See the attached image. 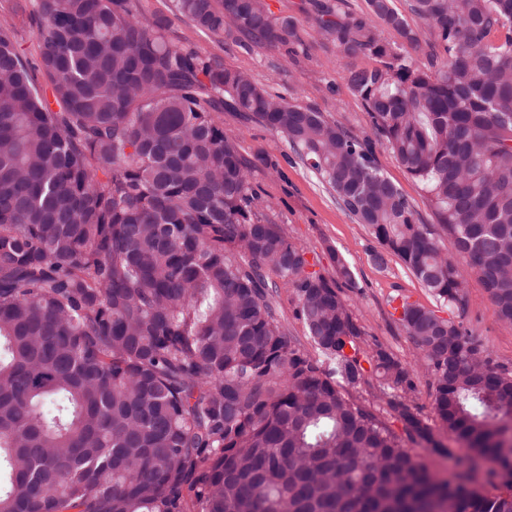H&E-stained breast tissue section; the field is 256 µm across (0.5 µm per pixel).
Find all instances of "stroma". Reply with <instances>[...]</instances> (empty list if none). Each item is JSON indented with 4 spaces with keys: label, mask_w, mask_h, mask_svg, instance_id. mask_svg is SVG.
Returning a JSON list of instances; mask_svg holds the SVG:
<instances>
[{
    "label": "stroma",
    "mask_w": 512,
    "mask_h": 512,
    "mask_svg": "<svg viewBox=\"0 0 512 512\" xmlns=\"http://www.w3.org/2000/svg\"><path fill=\"white\" fill-rule=\"evenodd\" d=\"M142 3L149 12L165 19L170 42L194 45L225 67L247 72L270 94L316 107L328 120L359 136L372 138L385 177L409 199L421 223L437 229L420 183L407 174L383 141L376 139L362 99L346 81L345 59L317 33L309 0H265L271 16H288L298 25L303 48L292 55L283 48L269 49L245 39L218 38L200 32L172 12L170 0ZM224 132L249 166V183L255 197L253 209L259 219L286 227L292 241L304 248L310 270L332 277L336 274L337 258L345 259L352 279L342 283L341 294L364 329L367 343L382 345L408 365L415 382L414 392L407 396L408 403L430 423L436 438L453 446L452 437L434 420L429 363L408 336L395 308L406 300L463 323L497 362L512 367V325L497 318L478 275L470 270L465 273L466 309L440 304L396 256H388L386 266L375 264L372 254L379 245L369 228L357 223L337 203L333 192L301 162L284 136L229 110L224 113Z\"/></svg>",
    "instance_id": "obj_1"
}]
</instances>
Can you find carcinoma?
Segmentation results:
<instances>
[{"label":"carcinoma","mask_w":512,"mask_h":512,"mask_svg":"<svg viewBox=\"0 0 512 512\" xmlns=\"http://www.w3.org/2000/svg\"><path fill=\"white\" fill-rule=\"evenodd\" d=\"M35 2L37 63L0 22V512H512V370L463 323L402 303L435 418L502 479L487 496L407 402L408 367L365 348L345 260L334 278L308 271L253 212L223 119L228 105L285 135L368 226L377 262L395 255L450 307L466 304L464 264L512 324V0H408L433 38L424 66L383 36L419 46L394 0H316L318 32L453 254L370 139L172 44L141 0ZM171 3L214 36L300 44L264 0ZM280 285L311 352L277 315ZM370 375L380 411L350 393ZM390 418L458 471L437 476Z\"/></svg>","instance_id":"cac0c4a2"}]
</instances>
